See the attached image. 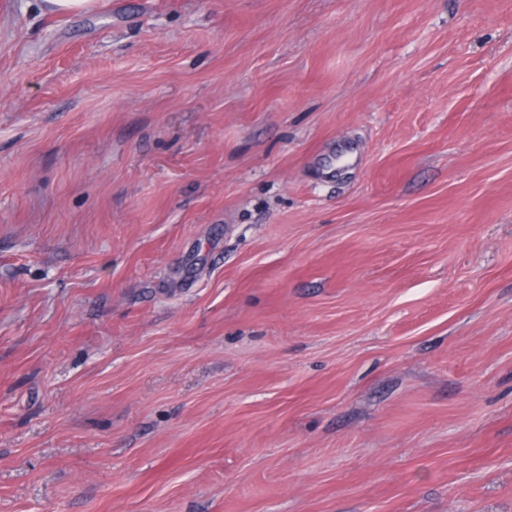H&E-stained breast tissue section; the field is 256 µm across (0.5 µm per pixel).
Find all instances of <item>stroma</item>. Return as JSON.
<instances>
[{
    "label": "stroma",
    "instance_id": "stroma-1",
    "mask_svg": "<svg viewBox=\"0 0 512 512\" xmlns=\"http://www.w3.org/2000/svg\"><path fill=\"white\" fill-rule=\"evenodd\" d=\"M0 512H512V0H0Z\"/></svg>",
    "mask_w": 512,
    "mask_h": 512
}]
</instances>
